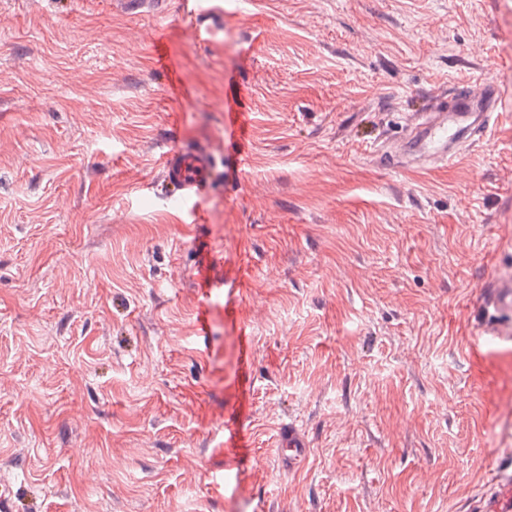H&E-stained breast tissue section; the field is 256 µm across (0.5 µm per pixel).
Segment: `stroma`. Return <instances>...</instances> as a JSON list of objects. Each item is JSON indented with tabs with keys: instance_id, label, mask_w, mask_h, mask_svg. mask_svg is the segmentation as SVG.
I'll return each mask as SVG.
<instances>
[{
	"instance_id": "1",
	"label": "stroma",
	"mask_w": 512,
	"mask_h": 512,
	"mask_svg": "<svg viewBox=\"0 0 512 512\" xmlns=\"http://www.w3.org/2000/svg\"><path fill=\"white\" fill-rule=\"evenodd\" d=\"M181 2L0 0V512H468L512 448L465 360L512 105L454 164L376 155L451 85L512 98V0H210L201 42ZM228 108L194 224L158 158ZM309 442L304 432L295 426H288L280 434L279 452L282 462L288 467V471L294 468L306 458Z\"/></svg>"
}]
</instances>
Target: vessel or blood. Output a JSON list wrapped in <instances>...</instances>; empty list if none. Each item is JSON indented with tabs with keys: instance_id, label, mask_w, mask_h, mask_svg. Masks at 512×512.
<instances>
[{
	"instance_id": "vessel-or-blood-1",
	"label": "vessel or blood",
	"mask_w": 512,
	"mask_h": 512,
	"mask_svg": "<svg viewBox=\"0 0 512 512\" xmlns=\"http://www.w3.org/2000/svg\"><path fill=\"white\" fill-rule=\"evenodd\" d=\"M505 105L493 81L478 86L452 87L424 102L409 117L394 149L377 155L389 171L415 164L438 167L452 163L463 149L486 136L492 116ZM159 195L176 201L193 222H200L202 202L216 177V155L211 146L177 145L159 159ZM478 340L466 353L469 380L481 394L489 414H496L504 390L512 391V276L492 277L479 291L473 309ZM309 442L296 427L282 430L279 452L288 468L308 454ZM469 512H512V448H500L487 472L482 492Z\"/></svg>"
}]
</instances>
